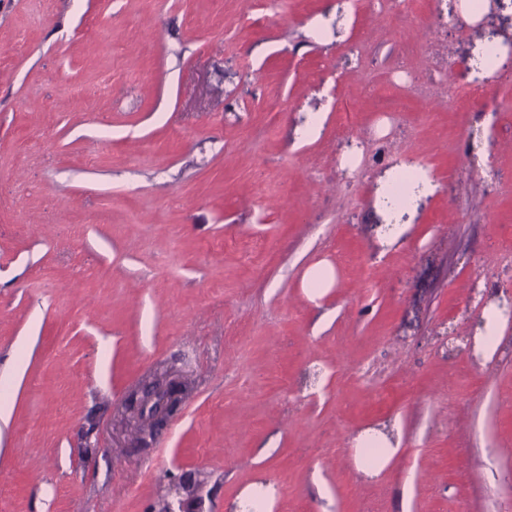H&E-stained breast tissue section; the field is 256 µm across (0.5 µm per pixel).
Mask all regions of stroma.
<instances>
[{
  "instance_id": "35a3bbf8",
  "label": "stroma",
  "mask_w": 512,
  "mask_h": 512,
  "mask_svg": "<svg viewBox=\"0 0 512 512\" xmlns=\"http://www.w3.org/2000/svg\"><path fill=\"white\" fill-rule=\"evenodd\" d=\"M490 41L512 0H0V512H512ZM180 383L181 382L176 380H169L165 382L163 386V392L165 393V409L150 418L152 422V433L156 428L162 427L166 424L168 418L174 414L169 412V407L171 405H176L177 409L180 408L185 396L180 387Z\"/></svg>"
}]
</instances>
